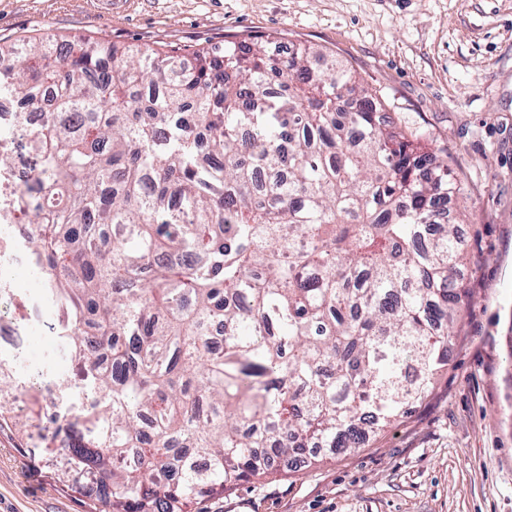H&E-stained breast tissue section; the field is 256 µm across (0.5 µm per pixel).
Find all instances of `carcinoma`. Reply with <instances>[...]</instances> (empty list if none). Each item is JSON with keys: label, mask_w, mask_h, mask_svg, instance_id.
<instances>
[{"label": "carcinoma", "mask_w": 512, "mask_h": 512, "mask_svg": "<svg viewBox=\"0 0 512 512\" xmlns=\"http://www.w3.org/2000/svg\"><path fill=\"white\" fill-rule=\"evenodd\" d=\"M271 38L218 64L54 35L0 45V95L43 113L16 198L36 225L85 512L201 497L338 455L410 416L448 371L466 292L462 188L421 136L378 121L334 58ZM23 384L0 354V393ZM105 392L93 407L84 395Z\"/></svg>", "instance_id": "obj_1"}]
</instances>
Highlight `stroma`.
<instances>
[{
	"instance_id": "1",
	"label": "stroma",
	"mask_w": 512,
	"mask_h": 512,
	"mask_svg": "<svg viewBox=\"0 0 512 512\" xmlns=\"http://www.w3.org/2000/svg\"><path fill=\"white\" fill-rule=\"evenodd\" d=\"M54 34L118 48L220 54L274 35L336 56L376 97L385 121L447 151L465 194L450 203L467 263V298L448 371L411 417L369 433L358 451L315 449L297 471L199 499L193 512H512V0H0V43ZM20 300H0V351L27 384L0 425V512H82L44 456L81 431L56 417L41 383L56 336L41 286L16 271Z\"/></svg>"
}]
</instances>
